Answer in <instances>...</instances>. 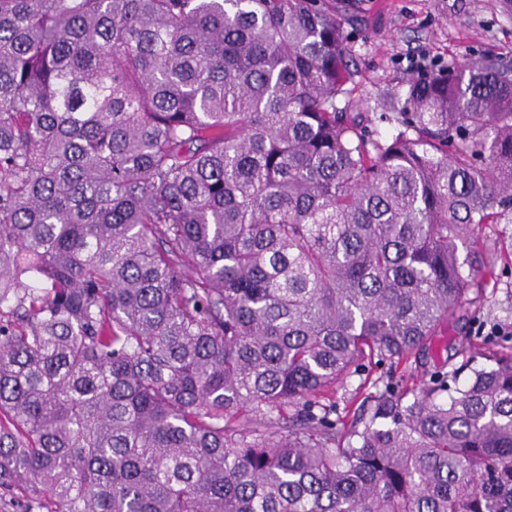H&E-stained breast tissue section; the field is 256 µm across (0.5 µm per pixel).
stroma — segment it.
<instances>
[{
    "label": "stroma",
    "instance_id": "35a3bbf8",
    "mask_svg": "<svg viewBox=\"0 0 512 512\" xmlns=\"http://www.w3.org/2000/svg\"><path fill=\"white\" fill-rule=\"evenodd\" d=\"M349 8L355 22L346 31L357 71L350 112L373 117L381 135L393 133L394 126L380 121V114L388 111L390 98L404 97L417 69L486 59L512 68V11H505L502 0H349ZM472 310L473 321H449L434 338L422 371L459 368L461 340L468 334L512 351V264L499 268ZM469 376L460 370V380Z\"/></svg>",
    "mask_w": 512,
    "mask_h": 512
}]
</instances>
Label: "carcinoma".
Segmentation results:
<instances>
[{
    "label": "carcinoma",
    "mask_w": 512,
    "mask_h": 512,
    "mask_svg": "<svg viewBox=\"0 0 512 512\" xmlns=\"http://www.w3.org/2000/svg\"><path fill=\"white\" fill-rule=\"evenodd\" d=\"M343 0H0V508L512 512V355L361 382L512 253V73L345 101ZM480 237L495 243L498 247L507 249L512 245V223L485 224L480 232Z\"/></svg>",
    "instance_id": "obj_1"
}]
</instances>
